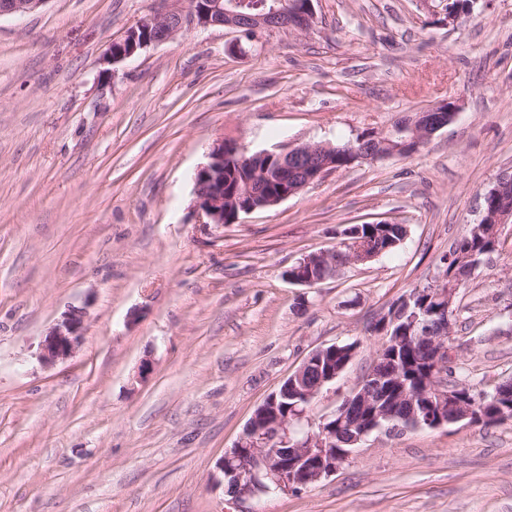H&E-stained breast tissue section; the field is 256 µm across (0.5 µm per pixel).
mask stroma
I'll list each match as a JSON object with an SVG mask.
<instances>
[{"label":"stroma","instance_id":"35a3bbf8","mask_svg":"<svg viewBox=\"0 0 512 512\" xmlns=\"http://www.w3.org/2000/svg\"><path fill=\"white\" fill-rule=\"evenodd\" d=\"M313 4L304 33L191 30L114 66L108 45L163 0L0 17V512H512V421L373 432L298 493L239 500L217 468L312 351L355 341L290 435L336 410L373 364L379 317L434 282L512 173V0L455 22L420 0ZM441 102L455 116L410 156L221 228L194 208L219 140L334 145ZM379 220L408 230L394 252L310 287L284 278ZM71 307L85 339L44 366ZM450 344L466 383L512 377V223L460 289Z\"/></svg>","mask_w":512,"mask_h":512}]
</instances>
